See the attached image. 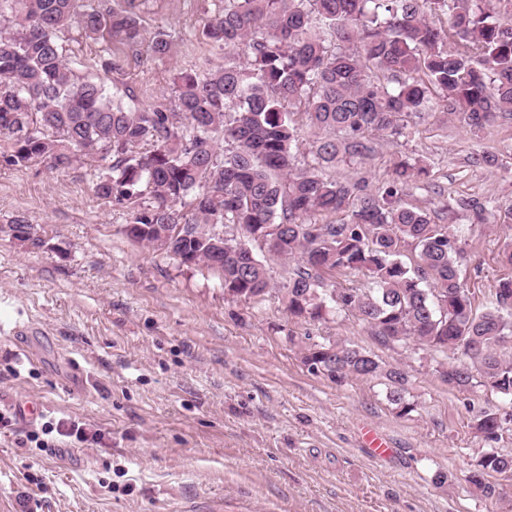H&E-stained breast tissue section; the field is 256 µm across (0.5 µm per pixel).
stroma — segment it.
I'll use <instances>...</instances> for the list:
<instances>
[{
    "label": "stroma",
    "mask_w": 512,
    "mask_h": 512,
    "mask_svg": "<svg viewBox=\"0 0 512 512\" xmlns=\"http://www.w3.org/2000/svg\"><path fill=\"white\" fill-rule=\"evenodd\" d=\"M221 6L145 0L143 43L112 44L108 73L100 43L73 30L65 45L79 76L170 109L175 73L218 61L200 30ZM160 26L177 43L165 61L147 57ZM486 148L497 167L473 165ZM8 152L0 141V512H512L464 479L484 448L470 421L486 394L449 389L439 354L382 346L352 316L292 319L275 291L259 304L226 298L218 274L124 235L126 209L92 191L94 162L19 169ZM399 156L430 164L408 201L447 208L445 224L466 240L460 276L484 305L508 273L499 254L512 224L474 223L453 202L512 201V122L472 132L431 112L356 172L376 189ZM19 216L43 245L8 233ZM325 337L403 364L416 412L397 416L377 382L309 372L300 348ZM25 405L41 415L21 422ZM62 418L100 430L103 443L52 432ZM367 427L390 444L386 459L365 448ZM30 434L54 451L25 446Z\"/></svg>",
    "instance_id": "35a3bbf8"
}]
</instances>
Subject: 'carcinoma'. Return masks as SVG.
I'll return each mask as SVG.
<instances>
[{"label":"carcinoma","instance_id":"cac0c4a2","mask_svg":"<svg viewBox=\"0 0 512 512\" xmlns=\"http://www.w3.org/2000/svg\"><path fill=\"white\" fill-rule=\"evenodd\" d=\"M140 6L0 0L6 162L40 161L59 172L100 162L94 195L144 226L132 240L218 273L228 298L260 303L272 290L267 261L254 252L263 242L269 257L295 261L280 288L292 317L348 313L382 345L461 355L435 372L459 393L480 387L496 397L472 418L486 453L465 480L499 499L490 478H512V453L495 450L500 406H512V358L501 353L512 344V277L498 281L483 309L474 306L460 280L458 236L435 222L437 212L404 201L430 177L424 161L395 159L375 192L329 171L341 161L366 164L380 138L403 135L436 100L472 131L511 121L512 0H224L201 29L224 63L180 73L174 112L116 102L66 58L60 34L74 25L93 41L139 45ZM148 49L154 60L176 53L162 28ZM305 127L313 138L298 167ZM456 206L479 221L488 209L477 198ZM316 213L345 218L316 224ZM9 229L42 244L21 216ZM407 250L415 262L403 260ZM336 274H360L367 284L328 287ZM301 360L337 385L381 380L399 417L416 409L406 370L353 342L311 343Z\"/></svg>","mask_w":512,"mask_h":512}]
</instances>
